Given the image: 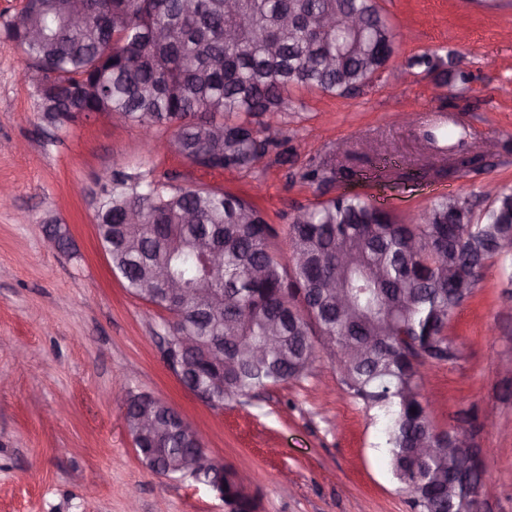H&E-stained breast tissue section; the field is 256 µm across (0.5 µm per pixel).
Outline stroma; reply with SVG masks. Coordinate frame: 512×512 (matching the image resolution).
I'll use <instances>...</instances> for the list:
<instances>
[{
  "instance_id": "obj_1",
  "label": "stroma",
  "mask_w": 512,
  "mask_h": 512,
  "mask_svg": "<svg viewBox=\"0 0 512 512\" xmlns=\"http://www.w3.org/2000/svg\"><path fill=\"white\" fill-rule=\"evenodd\" d=\"M397 37L393 73L332 96L297 89L288 142L250 172L210 185L252 197L278 231L297 209L357 194L417 223L434 197H479L512 186V0H379ZM425 53L428 71L406 61ZM21 53L0 40V512H224L215 492L172 480L139 461L123 420L132 394L165 400L195 428L211 457L235 469L259 512H412L394 478L374 411L350 396L338 364L321 356L306 378L212 409L184 390L161 359L166 311L124 288L100 246L94 212L74 186L99 192L106 172H153L172 185L199 171L121 116L43 120ZM470 74L454 81L456 68ZM465 132L466 152L497 145L479 169L450 174L448 152L425 134L428 110ZM318 163L331 186L305 178ZM57 224L69 247L48 246ZM449 333L453 365L421 370L436 427L468 431L482 451V512H512V297L499 267L486 270Z\"/></svg>"
}]
</instances>
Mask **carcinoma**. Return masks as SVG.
Returning <instances> with one entry per match:
<instances>
[{
	"label": "carcinoma",
	"instance_id": "carcinoma-1",
	"mask_svg": "<svg viewBox=\"0 0 512 512\" xmlns=\"http://www.w3.org/2000/svg\"><path fill=\"white\" fill-rule=\"evenodd\" d=\"M89 19L66 22L71 0H28L22 14L40 32L27 40L5 26L22 57L41 65L53 95L39 107L62 126L76 113L122 116L148 134L174 129L171 144L206 173L250 172L282 146L280 130L254 118L285 117L290 90L343 96L368 86L395 54L393 26L378 0H86ZM360 19L310 32L288 24L323 16ZM475 157L458 153L448 170L465 174ZM336 171L315 165L304 177L329 185ZM433 200L417 224L397 221L356 194L299 209L288 225L291 260L272 248L277 230L245 199L201 183L174 188L148 172L112 174L90 198L112 273L133 295L160 306L156 270L186 288L172 335L198 336L224 350L219 401L306 377L326 349L341 382L384 419L382 444L394 477L417 512H472V483L448 494V438L420 393V368L455 363L461 351L448 325L488 266L512 285V188ZM139 221L127 220L129 213ZM224 245V264L202 256ZM336 276V287L329 277ZM347 307L336 305V292ZM204 292L224 301L198 313ZM124 406L162 411L147 394ZM433 449L421 455L422 447ZM137 447L154 464L179 463L202 447L190 426Z\"/></svg>",
	"mask_w": 512,
	"mask_h": 512
}]
</instances>
